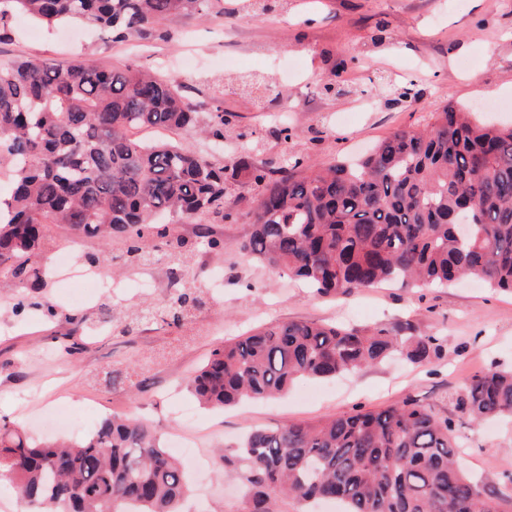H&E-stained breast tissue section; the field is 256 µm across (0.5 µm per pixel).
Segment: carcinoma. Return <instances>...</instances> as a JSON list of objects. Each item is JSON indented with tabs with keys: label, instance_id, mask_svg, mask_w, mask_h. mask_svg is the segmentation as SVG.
<instances>
[{
	"label": "carcinoma",
	"instance_id": "cac0c4a2",
	"mask_svg": "<svg viewBox=\"0 0 512 512\" xmlns=\"http://www.w3.org/2000/svg\"><path fill=\"white\" fill-rule=\"evenodd\" d=\"M223 0H0V25L20 12L49 25L89 21L114 41L175 15L207 16ZM262 18L270 0H240ZM198 113L178 78L127 66L0 63V166L13 173L0 199V275L39 289L46 270L43 224L75 234H123L131 263L150 262L165 240L181 283L172 323L200 301L186 277V240L170 224H194L224 250L212 225L236 220L228 179L255 191L247 257L322 294L385 282L446 287L478 280L512 292V127L471 119L451 104L424 127L383 138L356 165L306 171L297 154L252 158L247 133L230 127L216 97L203 127L212 143L243 151L231 175L190 145L147 143L139 127L187 128ZM437 336L406 327L343 329L305 321L272 324L214 348L188 378L197 398L222 408L269 399L299 379L358 372L399 355L419 363L441 351ZM455 409L475 421L512 415V370L474 375ZM455 423L407 400L315 423L252 430L235 449L251 512H270L265 489L315 502L339 496L345 512H512V495L473 479L460 463ZM0 473L33 512H176L183 467L140 419L107 418L77 444H36L0 429Z\"/></svg>",
	"mask_w": 512,
	"mask_h": 512
}]
</instances>
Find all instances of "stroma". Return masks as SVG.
Listing matches in <instances>:
<instances>
[{"label": "stroma", "instance_id": "obj_1", "mask_svg": "<svg viewBox=\"0 0 512 512\" xmlns=\"http://www.w3.org/2000/svg\"><path fill=\"white\" fill-rule=\"evenodd\" d=\"M81 61L100 67L138 66L162 71L175 62L183 94L206 111L215 90L224 110L258 144L256 159L285 151L279 117L305 143V165L317 170L354 158L392 131L422 126L445 105L477 112L500 126L512 125V0H288L261 20L224 0L223 15H177L114 42L87 24L58 27L14 17L0 40V61ZM244 76L274 78L276 95L256 98ZM333 93H325V85ZM408 84L411 99L396 100L393 85ZM238 220L216 225L223 252L205 243L192 252L203 301L192 323L176 327L154 319L138 333H100L105 311L161 307L172 296L164 263L133 266L124 237L78 238L61 224H47L44 262L52 272L40 293L56 317L30 305L15 313L19 292L0 288V419L32 437L48 436L30 410L61 399L62 412L83 421L73 439L89 434L102 418L131 415L146 420L164 442L184 435L210 460L191 474L179 512H248L249 500L230 445L253 428L310 423L359 409H380L415 400L442 417H453L466 453L463 463L480 481L504 483L512 474V418L475 423L457 414L449 399L475 374L512 369V294L476 281L447 288H405L385 283L347 295H319L288 275L244 257L239 242L251 231L253 198L232 187ZM96 255V274L114 278V289L86 303L70 300L55 265L58 257ZM150 279L154 288L142 287ZM88 318L80 329L86 349L60 356L56 335L70 332L71 314ZM341 323L349 327L408 325L444 339L442 355L418 364L396 359L332 380L304 379L280 399L221 411L201 407L186 377L211 351L274 322ZM145 363L138 385H109L106 371ZM190 409L195 424L180 417Z\"/></svg>", "mask_w": 512, "mask_h": 512}]
</instances>
